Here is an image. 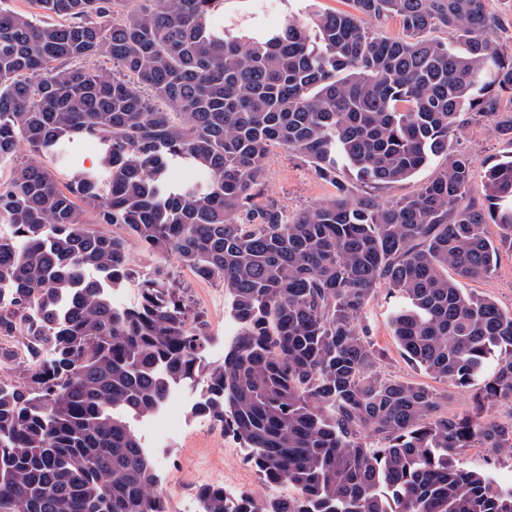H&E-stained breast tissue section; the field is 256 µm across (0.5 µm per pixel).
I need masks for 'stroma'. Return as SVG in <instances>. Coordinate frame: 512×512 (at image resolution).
I'll list each match as a JSON object with an SVG mask.
<instances>
[{
	"instance_id": "obj_1",
	"label": "stroma",
	"mask_w": 512,
	"mask_h": 512,
	"mask_svg": "<svg viewBox=\"0 0 512 512\" xmlns=\"http://www.w3.org/2000/svg\"><path fill=\"white\" fill-rule=\"evenodd\" d=\"M343 6V0H228L223 13L216 15L213 23L235 35L257 28L276 29L292 19L303 22L313 13ZM451 147L466 152L475 170L480 172L492 156L500 154L504 144L488 122L474 120L462 129ZM260 189L262 197L277 200L291 212L319 203L335 192L334 187L319 179L306 162L279 148L270 155ZM165 266L174 280L187 288L208 323L212 342L204 353L205 363L223 362L224 348L235 332L223 286L198 279L177 259H169ZM465 287L493 299L503 309L512 310V251H502L499 267L491 277L466 282ZM397 303V297L388 288L381 287L365 309L364 322L381 354L380 370L447 396L445 413H466L472 407V388L433 378L401 354L390 325ZM174 394V400L160 410L162 416L174 422L173 431L158 434L151 428L152 417L148 414L133 420L144 447L154 459L157 480L165 485L169 512H185L195 498L196 488L202 484L247 493L260 501L292 495L288 484L266 483L247 462V451L236 439L225 435L209 419L193 416L192 407L199 395L196 386H178ZM459 463L467 469L484 470L502 484H512L511 451L470 448L462 452Z\"/></svg>"
}]
</instances>
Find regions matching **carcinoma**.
Wrapping results in <instances>:
<instances>
[{"mask_svg": "<svg viewBox=\"0 0 512 512\" xmlns=\"http://www.w3.org/2000/svg\"><path fill=\"white\" fill-rule=\"evenodd\" d=\"M32 2L56 19L0 6V168L13 166L0 337L27 353L0 347L23 379L0 385V512H168L128 416L185 381L200 386L195 415L295 490L230 511L224 489L200 486L202 512H512V486L458 465L467 448L512 450V422L488 415L512 404V311L462 288L512 250V53L485 0H349L241 36L210 25L229 0ZM478 117L506 149L475 199L471 159L449 144ZM85 140L100 167L64 191L44 158L71 166ZM21 142L34 158L16 165ZM274 147L336 193L293 214L258 201ZM439 155L443 169L392 203L338 177L401 183ZM94 223L224 286L238 332L223 363L203 364L207 321L166 276L143 278L137 305L112 303L138 270ZM381 285L401 299L406 359L479 384L481 414L449 416L434 391L381 373L363 322Z\"/></svg>", "mask_w": 512, "mask_h": 512, "instance_id": "carcinoma-1", "label": "carcinoma"}]
</instances>
